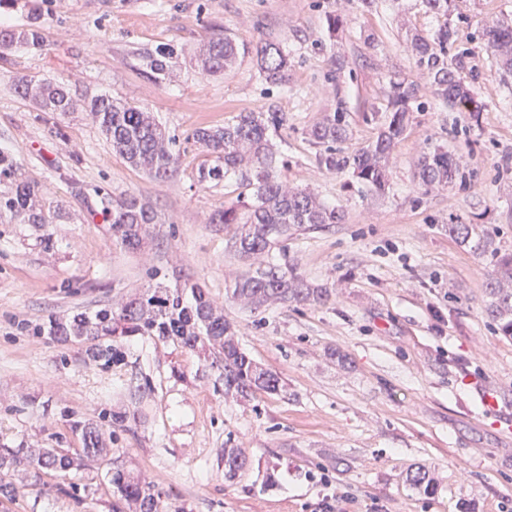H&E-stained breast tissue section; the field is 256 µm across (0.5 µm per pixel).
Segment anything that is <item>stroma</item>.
I'll list each match as a JSON object with an SVG mask.
<instances>
[{"instance_id": "obj_1", "label": "stroma", "mask_w": 512, "mask_h": 512, "mask_svg": "<svg viewBox=\"0 0 512 512\" xmlns=\"http://www.w3.org/2000/svg\"><path fill=\"white\" fill-rule=\"evenodd\" d=\"M457 68L484 105L479 121L447 108L407 44L433 31L419 0H6L0 27L38 19L44 49L13 48L0 61V151L16 156L53 223L0 220V448H75L73 420L125 415L102 442L124 468L162 492L164 512H512V340L500 336L488 284L512 254V73L478 35L512 16V0H462ZM343 26L330 37L327 13ZM228 33L282 43L283 83L266 82L252 54L205 76L200 43ZM173 49L165 77L147 76L135 52ZM418 85L391 160L390 187L376 195L348 172L318 168L307 132L344 101L352 152L377 133L391 78ZM61 81L71 112L42 111L18 94V79ZM108 95L151 112L180 149L176 171L158 180L130 166L86 110ZM283 112L274 142L281 173L342 223L295 232L268 254L311 285L321 303L257 310L232 290L251 268L228 245L233 227L212 216L245 188L236 178L200 184L206 159L192 134L240 112ZM460 160L452 184L416 177L423 151ZM130 194L158 217L140 249L112 242L96 192ZM454 224H478L485 246ZM51 245H44V238ZM195 284L223 309L249 356L276 374L275 394H228L204 351L154 337L123 342L120 361L88 359L80 342L38 334L49 317L94 311L158 287ZM143 401H135V387ZM499 406L480 410V392ZM247 467L224 478V451ZM424 467L431 491L415 488ZM16 498L0 512H112L106 465L86 462L33 477L0 469Z\"/></svg>"}]
</instances>
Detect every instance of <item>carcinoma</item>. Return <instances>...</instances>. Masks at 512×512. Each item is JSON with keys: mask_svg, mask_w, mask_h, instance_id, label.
I'll list each match as a JSON object with an SVG mask.
<instances>
[{"mask_svg": "<svg viewBox=\"0 0 512 512\" xmlns=\"http://www.w3.org/2000/svg\"><path fill=\"white\" fill-rule=\"evenodd\" d=\"M425 12L436 20L430 34H411L416 64L423 69L436 93L451 109L465 108L478 121L483 104L472 89L448 64V54L455 43V25L449 21L455 0H420ZM479 36L496 52L501 66L512 72V25L486 26ZM15 46L42 48V26L34 21L19 29H0V59ZM249 50L247 44L231 35L211 36L198 48L196 62L206 75L230 68L239 55ZM259 74L273 84L285 80L288 53L274 42L255 47ZM173 50L166 47L141 48L136 56L147 74L158 78L167 72ZM36 94L45 112L69 111L72 93L62 82L39 81ZM418 88L405 80H391L386 91V116L376 138L350 154L336 148L347 139V112L342 102L327 112L309 131L314 144L321 147L318 163L328 171L349 170L358 183L371 192L385 193L389 186L387 158L394 145L404 136L410 113L420 110ZM89 112L101 132L135 168L147 171L156 179L167 178L178 164L176 140L168 135L146 111L102 95L91 100ZM284 114L271 108L265 112H240L224 126L199 127L193 139L212 157V162L198 170V181L219 183L229 175L239 176L249 188L246 199L216 213L213 224H239L241 230L231 238V248L244 259H257L270 252L291 231L317 229L339 224L342 214L336 207L319 203L311 194L295 190L277 173L272 133L283 125ZM15 159L0 151V182L10 183V191L0 195V216L5 214L21 224H50L52 217L37 203L38 190L18 179ZM458 173L456 162L447 152H425L419 160V179L425 186H446ZM100 212L111 224L112 241L128 249L140 246L149 225L157 223V214L137 197L125 194L115 200L111 194L99 195ZM495 301L490 313L500 335L512 339V292L492 280L488 284ZM191 299H184V289L169 291L157 288L134 297L114 308L105 306L92 313L78 312L68 319L53 316L37 329L60 342L77 340L87 344L91 359L104 366L120 357L118 343L137 336H157L178 346L195 350H213L211 365L220 371L224 390L241 394L262 391L277 393L280 378L259 367L239 346L230 323L216 310L204 291L190 287ZM233 294L260 308L270 301L305 303L321 299L322 292L311 287L293 267L267 262L236 283ZM72 434L81 444L83 457L94 460L102 456L99 428L79 420L70 424ZM72 457L65 448H7L0 454L1 468L43 471L66 469ZM245 454L238 448L224 449V478L234 479L246 466ZM112 495L124 501L133 512H162L159 494L153 487L120 468L112 470L109 480Z\"/></svg>", "mask_w": 512, "mask_h": 512, "instance_id": "cac0c4a2", "label": "carcinoma"}]
</instances>
